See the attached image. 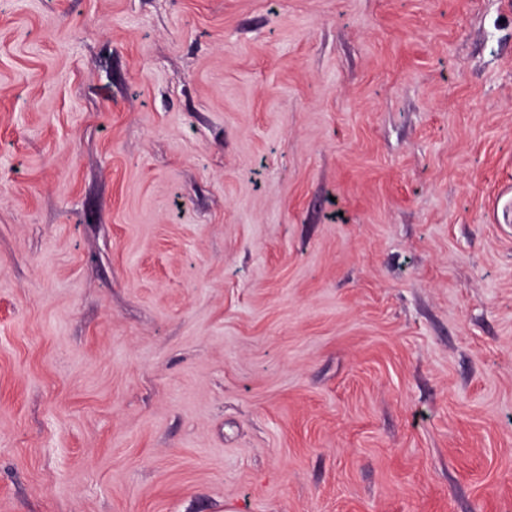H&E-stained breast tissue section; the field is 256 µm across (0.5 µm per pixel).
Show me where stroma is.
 Masks as SVG:
<instances>
[{
    "label": "stroma",
    "instance_id": "obj_1",
    "mask_svg": "<svg viewBox=\"0 0 512 512\" xmlns=\"http://www.w3.org/2000/svg\"><path fill=\"white\" fill-rule=\"evenodd\" d=\"M0 512H512V0H0Z\"/></svg>",
    "mask_w": 512,
    "mask_h": 512
}]
</instances>
